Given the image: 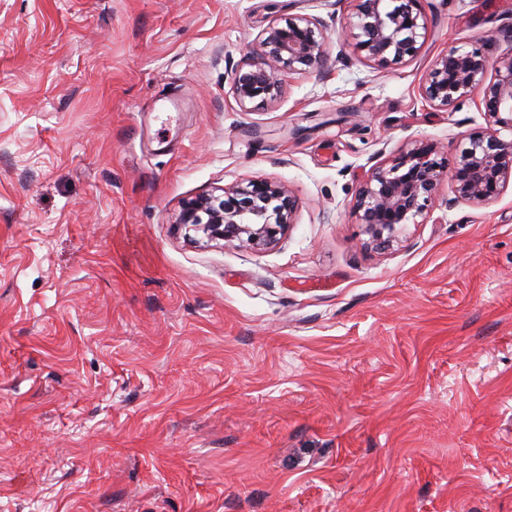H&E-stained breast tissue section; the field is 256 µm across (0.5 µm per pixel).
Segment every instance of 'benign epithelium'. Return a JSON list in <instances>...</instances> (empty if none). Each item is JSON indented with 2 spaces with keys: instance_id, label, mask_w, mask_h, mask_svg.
<instances>
[{
  "instance_id": "obj_1",
  "label": "benign epithelium",
  "mask_w": 512,
  "mask_h": 512,
  "mask_svg": "<svg viewBox=\"0 0 512 512\" xmlns=\"http://www.w3.org/2000/svg\"><path fill=\"white\" fill-rule=\"evenodd\" d=\"M343 19L353 49L380 67L415 57L428 34L422 0H352ZM328 64L326 23L306 14L273 23L255 39L236 69L233 94L239 106L277 104L284 95L285 73H324ZM481 95L487 126L466 137L453 157L438 144L415 140L391 160L371 168L359 181L351 215L380 247L395 240L401 226L417 223L434 208L440 186L449 179L454 199L488 205L512 180V53L495 64L478 47L450 46L432 61L422 86L427 102L448 111L464 97ZM297 199L266 178L224 189V194L187 200L177 224L194 232L197 243L225 241L245 251L274 248L288 232Z\"/></svg>"
}]
</instances>
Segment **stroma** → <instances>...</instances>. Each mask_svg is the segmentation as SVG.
Returning a JSON list of instances; mask_svg holds the SVG:
<instances>
[{
	"mask_svg": "<svg viewBox=\"0 0 512 512\" xmlns=\"http://www.w3.org/2000/svg\"><path fill=\"white\" fill-rule=\"evenodd\" d=\"M390 68L338 35L350 0H0V512H512V183L443 182L393 246L350 206L479 94H421L451 46L512 41V0H422ZM328 24L324 74L242 110L271 23ZM289 188L273 250L188 241L184 201Z\"/></svg>",
	"mask_w": 512,
	"mask_h": 512,
	"instance_id": "obj_1",
	"label": "stroma"
}]
</instances>
